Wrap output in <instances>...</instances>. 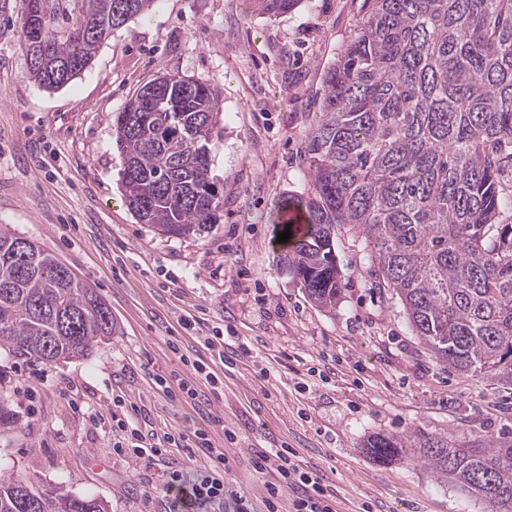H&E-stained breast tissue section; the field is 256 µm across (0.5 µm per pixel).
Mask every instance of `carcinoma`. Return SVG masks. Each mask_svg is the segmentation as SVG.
Masks as SVG:
<instances>
[{
	"label": "carcinoma",
	"instance_id": "1",
	"mask_svg": "<svg viewBox=\"0 0 512 512\" xmlns=\"http://www.w3.org/2000/svg\"><path fill=\"white\" fill-rule=\"evenodd\" d=\"M300 0H254L268 15ZM156 0H26L20 41L30 78L55 91L90 65L98 45ZM164 102L134 95L116 118L129 210L163 235L204 233L224 209L210 176L219 93L163 74ZM323 118L307 135L312 192L288 199L283 266L321 307L342 293L336 232L370 247L378 285L398 296L409 326L448 369L512 389V0H363L352 40L327 72ZM203 128L201 142L186 129ZM112 312L54 254L0 228V348L52 363L112 336ZM374 462L408 457L443 482L512 512V439L385 434ZM0 477V512H103L95 498L27 497Z\"/></svg>",
	"mask_w": 512,
	"mask_h": 512
}]
</instances>
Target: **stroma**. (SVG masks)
<instances>
[{"instance_id": "35a3bbf8", "label": "stroma", "mask_w": 512, "mask_h": 512, "mask_svg": "<svg viewBox=\"0 0 512 512\" xmlns=\"http://www.w3.org/2000/svg\"><path fill=\"white\" fill-rule=\"evenodd\" d=\"M362 0H301L261 15L251 0H159L112 31L91 65L48 91L19 44L25 0L0 13V225L55 254L107 302L111 338L84 357L23 362L0 349V474L43 491L98 499L106 512H168L166 473H201L181 447L145 462L124 440L115 397L144 445L207 429L229 459L226 481L255 512L265 477L254 448L288 445L335 493L336 512H491L418 461L373 462L363 444L398 438L512 434V393L437 361L411 332L396 295L378 287L362 235H336L343 284L321 308L282 267L283 205L311 191L303 146L320 120L327 70L352 39ZM163 73L220 91L223 136L211 174L224 186L217 224L189 238L140 223L124 202L114 123L128 99ZM244 347L221 361L210 341ZM219 376L212 425L186 404V359ZM167 379L162 393L154 378ZM234 440H227L226 431Z\"/></svg>"}]
</instances>
